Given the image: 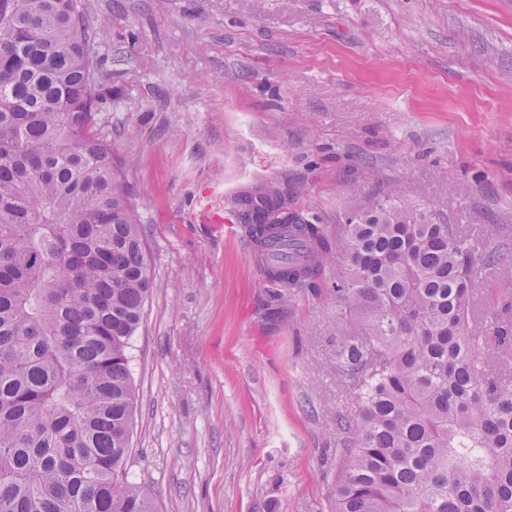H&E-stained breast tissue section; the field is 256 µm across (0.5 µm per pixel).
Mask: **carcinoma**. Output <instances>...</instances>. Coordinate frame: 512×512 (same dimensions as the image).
<instances>
[{
    "mask_svg": "<svg viewBox=\"0 0 512 512\" xmlns=\"http://www.w3.org/2000/svg\"><path fill=\"white\" fill-rule=\"evenodd\" d=\"M80 0H0V512H157L128 479V348L150 291L139 215L94 130ZM273 276L340 254L334 512H512V322L474 323L470 238L394 191L330 238L257 184L234 198Z\"/></svg>",
    "mask_w": 512,
    "mask_h": 512,
    "instance_id": "obj_1",
    "label": "carcinoma"
}]
</instances>
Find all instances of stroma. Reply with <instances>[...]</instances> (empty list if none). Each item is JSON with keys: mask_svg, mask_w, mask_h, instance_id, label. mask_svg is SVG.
<instances>
[{"mask_svg": "<svg viewBox=\"0 0 512 512\" xmlns=\"http://www.w3.org/2000/svg\"><path fill=\"white\" fill-rule=\"evenodd\" d=\"M83 3L152 279L128 478L158 512H329L357 322L335 265L262 282L230 198L270 181L333 236L395 187L512 268V0Z\"/></svg>", "mask_w": 512, "mask_h": 512, "instance_id": "35a3bbf8", "label": "stroma"}]
</instances>
